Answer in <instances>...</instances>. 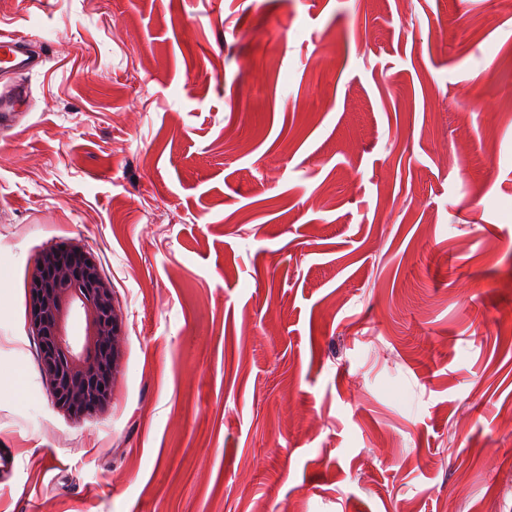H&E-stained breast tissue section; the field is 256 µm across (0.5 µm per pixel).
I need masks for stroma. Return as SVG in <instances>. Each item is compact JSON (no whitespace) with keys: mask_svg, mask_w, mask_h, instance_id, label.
<instances>
[{"mask_svg":"<svg viewBox=\"0 0 512 512\" xmlns=\"http://www.w3.org/2000/svg\"><path fill=\"white\" fill-rule=\"evenodd\" d=\"M0 512H512V0H0ZM122 316L58 409L35 262ZM33 60L26 51V38L19 34L0 33V74L29 69ZM30 297L29 332L56 405L76 418L93 414L111 398L120 358L121 318L109 282L90 252L61 244L38 258ZM72 312L85 320L84 341L75 347L67 339Z\"/></svg>","mask_w":512,"mask_h":512,"instance_id":"obj_1","label":"stroma"}]
</instances>
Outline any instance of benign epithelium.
Wrapping results in <instances>:
<instances>
[{
	"label": "benign epithelium",
	"instance_id": "7a95c632",
	"mask_svg": "<svg viewBox=\"0 0 512 512\" xmlns=\"http://www.w3.org/2000/svg\"><path fill=\"white\" fill-rule=\"evenodd\" d=\"M29 332L38 344V362L56 405L80 418L111 398L120 358L121 318L112 288L90 252L77 244L44 250L30 284ZM85 320V337L68 341L71 313Z\"/></svg>",
	"mask_w": 512,
	"mask_h": 512
}]
</instances>
